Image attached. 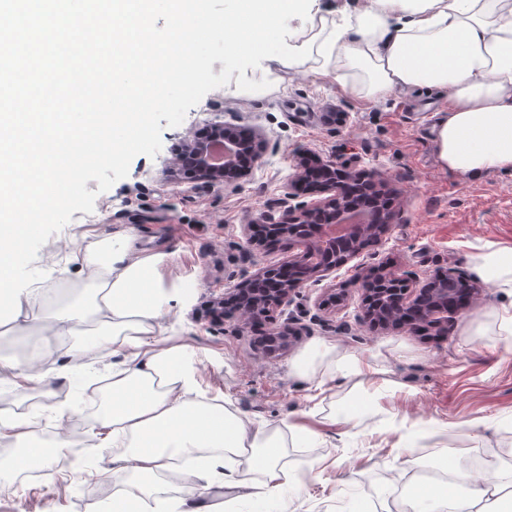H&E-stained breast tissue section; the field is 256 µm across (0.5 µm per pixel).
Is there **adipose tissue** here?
<instances>
[{"label":"adipose tissue","instance_id":"adipose-tissue-1","mask_svg":"<svg viewBox=\"0 0 512 512\" xmlns=\"http://www.w3.org/2000/svg\"><path fill=\"white\" fill-rule=\"evenodd\" d=\"M274 19L279 25L268 42L265 28ZM225 42L234 56L260 66L273 61L287 73L310 62L333 65L337 78L353 76L370 100L416 88L438 91L448 99L433 126L441 168L471 180L512 171V0H343L328 15L319 0H238ZM164 260L138 248L128 231L95 242L84 256L87 295L39 315L31 310L38 291L26 289L20 316L1 326L0 336L25 329L47 346L76 338V358L91 346L122 356L92 428L97 447L116 451L115 466L94 472L114 487L111 512H129L134 502L151 512H225L226 502L203 494L192 502L159 496L155 478L178 461L186 463L191 483L240 498H275L279 512H288L281 490L305 488L308 480L282 462V426L237 416L203 387L190 344L159 336V320L180 299L161 272ZM470 265L510 302L491 307L467 326V335L511 341L512 246L486 244ZM292 373L312 382L318 395L337 385L352 395L375 383L393 386L383 356L364 361L326 342L307 347ZM2 438L14 440L17 450L0 464L1 489L14 487L25 471L51 475L52 456L34 442L30 419L9 406L0 407ZM243 456L260 473L258 482L238 479L235 463ZM428 484L424 497L407 498L411 512H512V455L483 470L445 467Z\"/></svg>","mask_w":512,"mask_h":512}]
</instances>
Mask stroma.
Here are the masks:
<instances>
[{
    "instance_id": "35a3bbf8",
    "label": "stroma",
    "mask_w": 512,
    "mask_h": 512,
    "mask_svg": "<svg viewBox=\"0 0 512 512\" xmlns=\"http://www.w3.org/2000/svg\"><path fill=\"white\" fill-rule=\"evenodd\" d=\"M444 96L416 89L379 101L355 94L350 80L333 72L303 70L286 77L285 90L246 95L236 83L208 92L200 109L187 113L181 125L162 131V148L155 157L136 156L127 177L108 191L88 181L97 194L95 223L80 216L53 234L40 248L35 268L46 277L40 286L47 302L80 289L82 258L93 242L133 229L140 248L167 255L165 274L178 284L193 282V292L162 321L160 337L180 336L193 346L198 374L211 390L225 394L231 408L257 424L285 422L318 432L319 445L307 447L289 436L284 463L291 470H314L307 491L285 490L293 512H351L350 496L362 500V512H388L414 487V472L405 463L398 436L387 428L398 419L421 434L417 451L424 470L439 466L443 455L470 465L476 455L498 457L512 451V342L495 337L463 335L466 321L478 319L486 306L498 303L492 287L456 319L444 338L423 339L401 330L370 328L359 317L357 275L380 266L396 265L414 281H424L448 267L469 270V256L488 242L512 246V172L492 171L467 180L444 171L438 162L431 129L445 107ZM339 112L342 122L326 125L320 113ZM246 131L256 126L269 140L265 163L242 188H207L167 179L163 169L187 131H200L216 117ZM312 152L354 168H376L395 192L396 218L378 243L300 289L288 309L275 311L272 325L293 316L299 334L275 353L261 344L253 325L225 321L211 328L209 301L252 272L287 261L282 246L247 243L246 227L269 213L288 191L301 156ZM348 287L346 301L335 308L318 307L325 289ZM332 342L348 354L367 359L381 353L397 391L374 398L367 420L356 427L331 422V407L353 409L343 388L328 391L320 407L308 400V384L291 373V365L307 347ZM71 343L54 342L44 358L45 379L33 391L0 385V401L24 410L34 426L33 438L55 446L58 437L77 436L87 444L83 459L99 466L101 456L90 445L91 418L84 415L57 425L49 406L73 402L77 389L89 381H104L118 356L101 357L87 349L73 362ZM447 428L438 443L426 438V426ZM355 437H346V430ZM66 483L44 477L20 482L16 491L0 492V512H95L99 498L112 485L78 470L76 463L58 467Z\"/></svg>"
}]
</instances>
